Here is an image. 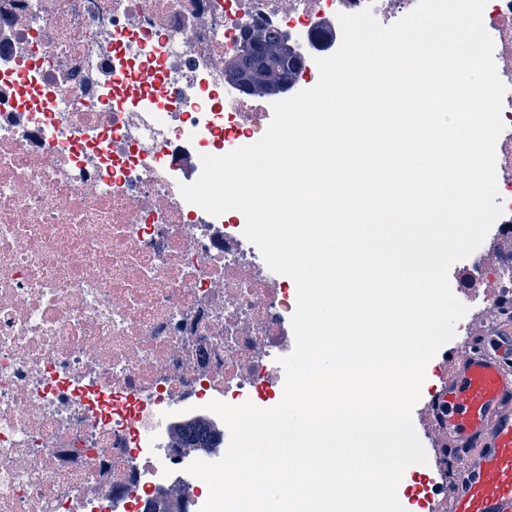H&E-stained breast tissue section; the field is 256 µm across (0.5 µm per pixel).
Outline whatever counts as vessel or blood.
<instances>
[{"label":"vessel or blood","instance_id":"1","mask_svg":"<svg viewBox=\"0 0 512 512\" xmlns=\"http://www.w3.org/2000/svg\"><path fill=\"white\" fill-rule=\"evenodd\" d=\"M436 400L455 482L447 512H512V304L489 336L448 351Z\"/></svg>","mask_w":512,"mask_h":512}]
</instances>
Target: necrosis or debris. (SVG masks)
I'll list each match as a JSON object with an SVG mask.
<instances>
[{
  "label": "necrosis or debris",
  "instance_id": "1",
  "mask_svg": "<svg viewBox=\"0 0 512 512\" xmlns=\"http://www.w3.org/2000/svg\"><path fill=\"white\" fill-rule=\"evenodd\" d=\"M417 0H0V512H145L190 458L162 421L267 399L295 338L239 224L187 203L185 153L256 142L268 104L224 85L248 34L333 54L340 26ZM512 128V0L483 15ZM29 93H20V85ZM512 234V135L496 144ZM448 463L414 501L445 512Z\"/></svg>",
  "mask_w": 512,
  "mask_h": 512
}]
</instances>
